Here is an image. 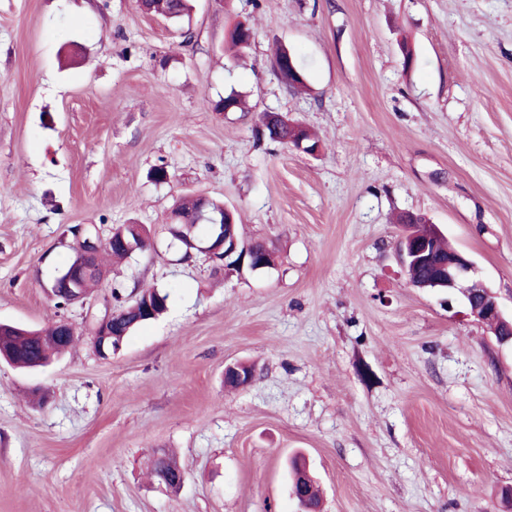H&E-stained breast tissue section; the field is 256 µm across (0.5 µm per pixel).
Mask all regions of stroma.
<instances>
[{"label": "stroma", "instance_id": "1", "mask_svg": "<svg viewBox=\"0 0 512 512\" xmlns=\"http://www.w3.org/2000/svg\"><path fill=\"white\" fill-rule=\"evenodd\" d=\"M193 4L175 24L138 0H0V321L81 333L46 368L0 363V512H298L297 453L322 512H504L512 345L408 285L394 246L397 216H424L512 313V0ZM234 91L246 111L202 104ZM266 112L319 153L262 138ZM186 195L223 200L275 265L181 261ZM79 224H142L153 247L103 259L97 298L59 310L44 285ZM153 286L167 312L99 358V296ZM234 362L249 386L225 388ZM164 453L175 492L151 473ZM254 40V31L247 22H237L229 31L227 49L234 56H241L251 46Z\"/></svg>", "mask_w": 512, "mask_h": 512}]
</instances>
